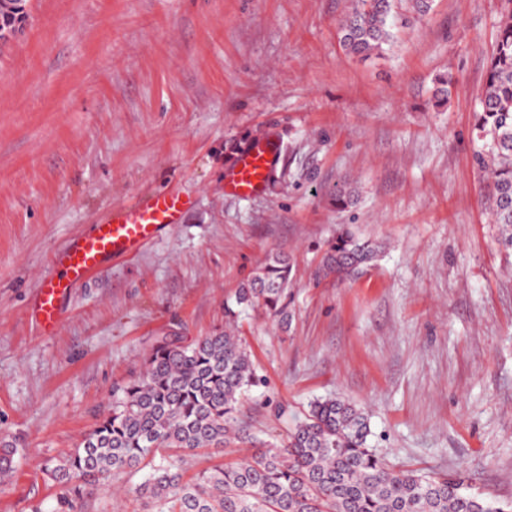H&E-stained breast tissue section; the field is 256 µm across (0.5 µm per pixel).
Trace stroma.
<instances>
[{
  "label": "stroma",
  "mask_w": 512,
  "mask_h": 512,
  "mask_svg": "<svg viewBox=\"0 0 512 512\" xmlns=\"http://www.w3.org/2000/svg\"><path fill=\"white\" fill-rule=\"evenodd\" d=\"M348 2L28 0L0 47V437L18 444L0 512L50 507L62 488L39 464L81 443L158 336L223 330L225 301L273 252L293 264V300L284 329L239 317L261 379L241 407L250 431L280 442L340 396L389 464L512 503V250L473 133L501 0H432L423 16L395 0L394 40L366 59L340 43ZM261 127L281 145L267 191L226 195ZM163 190L192 199L181 224L75 285L43 334L27 312L54 252ZM344 224L382 253L339 281L321 258ZM140 481L96 482L82 512H142Z\"/></svg>",
  "instance_id": "35a3bbf8"
}]
</instances>
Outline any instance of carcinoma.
<instances>
[{"instance_id": "1", "label": "carcinoma", "mask_w": 512, "mask_h": 512, "mask_svg": "<svg viewBox=\"0 0 512 512\" xmlns=\"http://www.w3.org/2000/svg\"><path fill=\"white\" fill-rule=\"evenodd\" d=\"M503 2L474 131L490 142L477 161L488 174L498 244L512 249V0ZM25 19V0L1 4L0 41ZM394 26L392 0H353L338 22L340 42L351 55H378L393 41ZM376 254L372 243L342 227L322 267L346 278ZM290 273L288 256L274 253L224 304V330L190 343L159 338L143 372L112 389L107 413L80 445L41 464L43 479L64 492L49 510L37 505L33 512H79L93 482L145 468L135 493L157 504L156 512H504L458 477L387 464L369 448L364 410L340 397L313 402L283 443L185 476L186 453L223 448L228 455L256 442L240 425L239 409L259 378L234 323L241 311L259 308L288 325ZM16 451V443L0 439V473L10 470Z\"/></svg>"}]
</instances>
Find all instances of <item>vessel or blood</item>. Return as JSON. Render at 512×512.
Masks as SVG:
<instances>
[{
  "instance_id": "vessel-or-blood-1",
  "label": "vessel or blood",
  "mask_w": 512,
  "mask_h": 512,
  "mask_svg": "<svg viewBox=\"0 0 512 512\" xmlns=\"http://www.w3.org/2000/svg\"><path fill=\"white\" fill-rule=\"evenodd\" d=\"M278 147L271 136L255 135L224 172L225 193L247 198L260 194L278 163ZM189 197L171 191L153 192L113 207L103 223L72 238L54 253L56 272L47 278L34 299V315L44 331L62 322V303L75 284L86 281L107 263L142 252L167 229L181 223L191 208Z\"/></svg>"
}]
</instances>
